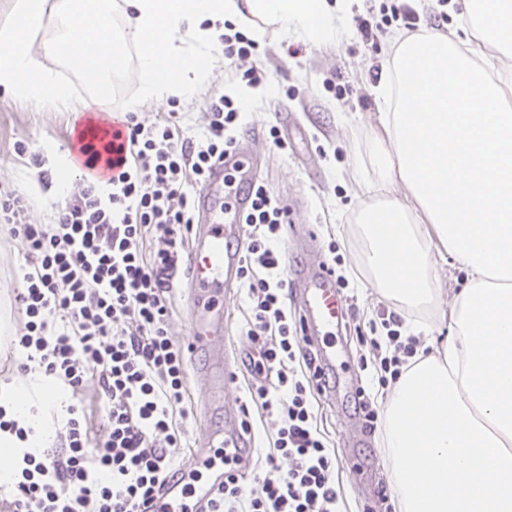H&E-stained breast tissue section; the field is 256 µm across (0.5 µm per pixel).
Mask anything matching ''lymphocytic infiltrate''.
Instances as JSON below:
<instances>
[{
	"label": "lymphocytic infiltrate",
	"mask_w": 512,
	"mask_h": 512,
	"mask_svg": "<svg viewBox=\"0 0 512 512\" xmlns=\"http://www.w3.org/2000/svg\"><path fill=\"white\" fill-rule=\"evenodd\" d=\"M240 112L223 94L209 98L208 122L189 136L173 121L124 116L126 146L109 179H84L57 203L55 223L36 224L20 194L0 195V231L24 247L15 300L27 321L11 345L62 388L96 382L104 400L98 427L67 405L63 449L24 457L23 478L0 512H142L172 470L181 447L176 419H189L183 348L169 331L171 291L193 222L195 186L235 148ZM288 209L264 183L244 218L241 277L251 302V370L272 378L251 392L274 425L263 469L244 485L227 478L207 512H338V460L318 432L314 360L300 345L284 301L279 229ZM158 246L145 252L148 237ZM403 319L383 320L393 347L379 360L378 383H395L417 347Z\"/></svg>",
	"instance_id": "lymphocytic-infiltrate-1"
}]
</instances>
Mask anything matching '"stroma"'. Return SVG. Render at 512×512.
<instances>
[{
  "mask_svg": "<svg viewBox=\"0 0 512 512\" xmlns=\"http://www.w3.org/2000/svg\"><path fill=\"white\" fill-rule=\"evenodd\" d=\"M393 0H354L344 19L345 31L335 42L314 44L288 42L281 31L267 28L259 40L254 66L269 75L255 85L236 76L224 59L193 94L169 100L140 97V48L133 41L123 45L124 68L112 77V94L107 107L115 112L136 108L145 123L168 119L178 112L182 126L200 130L208 120V99L221 92L236 101L244 113L238 134L241 148L260 157L255 170L262 181L288 208L280 229L282 248L296 253L313 245L318 259L331 262L340 254L341 274L348 279L342 290L346 314L361 324L402 313L406 322L421 321L429 332L418 335L419 344L439 345L448 334L441 318L453 294L461 288L466 273L455 260L436 259L434 275L439 292L433 303L420 311H401L398 303L385 298L369 283L365 267L364 241L354 222L357 209L371 198L364 186L373 176L369 163L372 141L383 139L374 88L375 74L386 64L384 45L390 35L382 30L374 43L364 44L356 30L357 18L380 19L383 5ZM60 31L49 28L30 40V47L43 67L57 79L72 83L65 104L37 110L0 92V190H16L32 202L31 220L36 224L55 221V203L60 189L77 193L82 189L81 171L75 165L59 168L58 159L69 156L73 130L86 113L97 111L95 100L80 86V73L67 55L55 51ZM277 129L285 149L274 148L270 129ZM25 141L39 155L51 174L39 182L37 168L19 158L16 142ZM20 241L0 237V386L19 382L21 357L10 349V341L24 331L26 318L15 302ZM250 300L245 288H237L226 311L223 348L235 362L232 383L224 393L230 403L250 398L253 379L246 367ZM336 347L342 354L343 369L335 397L317 394V425L335 448L339 480L347 512H391L394 500L382 499L381 489L391 488V463L382 448V434L363 430L356 413L355 390L364 387L376 408H383L386 391L379 386L373 368L363 361L372 357L370 345L359 344L349 331L336 332Z\"/></svg>",
  "mask_w": 512,
  "mask_h": 512,
  "instance_id": "1",
  "label": "stroma"
}]
</instances>
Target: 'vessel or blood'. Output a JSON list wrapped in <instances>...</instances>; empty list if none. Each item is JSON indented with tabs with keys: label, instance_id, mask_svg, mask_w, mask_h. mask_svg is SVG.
<instances>
[{
	"label": "vessel or blood",
	"instance_id": "b4317fda",
	"mask_svg": "<svg viewBox=\"0 0 512 512\" xmlns=\"http://www.w3.org/2000/svg\"><path fill=\"white\" fill-rule=\"evenodd\" d=\"M251 158L234 150L208 171L203 186L193 200V243L187 255L186 302L188 344L196 374L209 384L208 397L201 408L203 418L223 415L224 426L206 433L205 452L196 462L204 477L193 481L166 480L161 491L148 505V512H192L205 505L224 482L223 467L210 461L208 451L223 448L236 459L235 469L246 473L255 448L251 433L237 423L235 407L225 405L224 392L232 381L230 356L218 350L215 342L224 334V314L234 296L244 248L243 220L254 198L249 171ZM287 287L303 299L304 319L300 336L303 346L324 339L318 366L331 374L336 366V347L329 344L332 329L340 320L344 301L336 289V277L327 266L299 257H287Z\"/></svg>",
	"mask_w": 512,
	"mask_h": 512
}]
</instances>
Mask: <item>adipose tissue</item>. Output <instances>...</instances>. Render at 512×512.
Listing matches in <instances>:
<instances>
[{
  "label": "adipose tissue",
  "instance_id": "obj_1",
  "mask_svg": "<svg viewBox=\"0 0 512 512\" xmlns=\"http://www.w3.org/2000/svg\"><path fill=\"white\" fill-rule=\"evenodd\" d=\"M353 0H121L126 38L141 48L142 95L188 92L209 74L208 52L224 23L262 38L275 25L297 40L329 42ZM48 0H12L0 26V91L36 106L67 93L43 71L26 24L51 28ZM468 23L446 36L394 32L376 88L387 142L374 144L380 184L401 183L358 213L371 282L404 309L435 294L429 245L438 241L466 272L449 310L450 332L415 354L385 403L383 441L399 512H512V112L501 106L499 50L512 48V0H463ZM60 50L83 71L122 69L105 6L69 9ZM202 44L196 52L178 38ZM125 38V39H126ZM495 53H488V46ZM58 384L32 367L0 387V410L30 428L0 431V485H13L28 453L48 447L43 423Z\"/></svg>",
  "mask_w": 512,
  "mask_h": 512
}]
</instances>
